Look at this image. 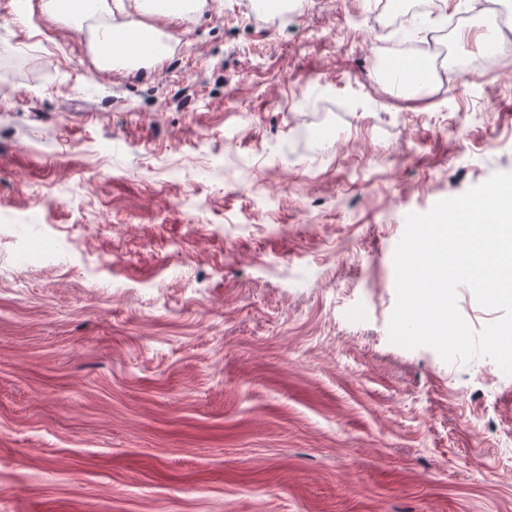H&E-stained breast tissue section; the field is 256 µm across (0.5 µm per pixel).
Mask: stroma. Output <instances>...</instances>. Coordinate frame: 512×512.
<instances>
[{
    "label": "stroma",
    "instance_id": "1",
    "mask_svg": "<svg viewBox=\"0 0 512 512\" xmlns=\"http://www.w3.org/2000/svg\"><path fill=\"white\" fill-rule=\"evenodd\" d=\"M382 2L131 66L0 0V512H512V375L388 338L407 215L512 173V39L444 0L499 63L404 98Z\"/></svg>",
    "mask_w": 512,
    "mask_h": 512
}]
</instances>
